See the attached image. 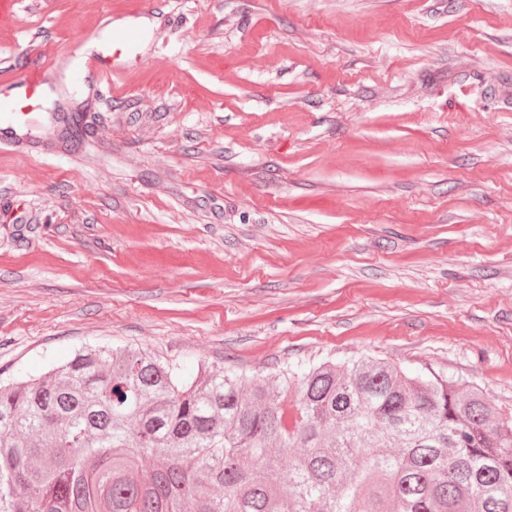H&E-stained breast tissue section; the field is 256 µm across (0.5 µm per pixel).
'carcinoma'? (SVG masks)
Returning a JSON list of instances; mask_svg holds the SVG:
<instances>
[{
    "label": "carcinoma",
    "mask_w": 512,
    "mask_h": 512,
    "mask_svg": "<svg viewBox=\"0 0 512 512\" xmlns=\"http://www.w3.org/2000/svg\"><path fill=\"white\" fill-rule=\"evenodd\" d=\"M72 498L75 512H512V416L379 361L247 385L87 347L0 385V512Z\"/></svg>",
    "instance_id": "obj_1"
}]
</instances>
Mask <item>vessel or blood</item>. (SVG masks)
<instances>
[{"mask_svg": "<svg viewBox=\"0 0 512 512\" xmlns=\"http://www.w3.org/2000/svg\"><path fill=\"white\" fill-rule=\"evenodd\" d=\"M153 32L147 27L107 26L106 36L101 49L80 56L78 63L71 71V82L83 86L89 73H97L100 80H107L113 69L133 56L137 48L145 42L152 41ZM44 68L40 63L30 65L20 80L21 95L0 91V116L7 118L6 130L10 135L21 137L26 130L24 127L10 123L11 114L17 111L21 99H34L44 83Z\"/></svg>", "mask_w": 512, "mask_h": 512, "instance_id": "obj_1", "label": "vessel or blood"}]
</instances>
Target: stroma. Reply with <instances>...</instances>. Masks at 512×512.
<instances>
[{"mask_svg":"<svg viewBox=\"0 0 512 512\" xmlns=\"http://www.w3.org/2000/svg\"><path fill=\"white\" fill-rule=\"evenodd\" d=\"M138 59L66 88L107 14ZM0 379L85 345L366 357L512 415V0H0ZM43 64L35 62L27 68L24 77L18 82L23 92V98L32 100L36 98L44 83Z\"/></svg>","mask_w":512,"mask_h":512,"instance_id":"1","label":"stroma"}]
</instances>
